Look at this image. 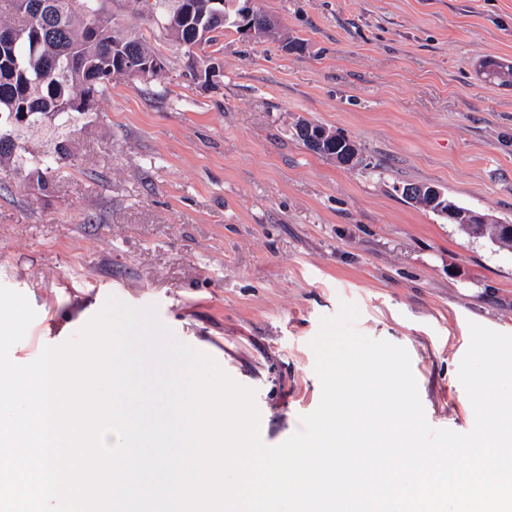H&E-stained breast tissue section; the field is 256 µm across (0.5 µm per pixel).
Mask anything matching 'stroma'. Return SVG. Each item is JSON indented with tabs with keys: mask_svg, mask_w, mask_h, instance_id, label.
<instances>
[{
	"mask_svg": "<svg viewBox=\"0 0 512 512\" xmlns=\"http://www.w3.org/2000/svg\"><path fill=\"white\" fill-rule=\"evenodd\" d=\"M301 50L229 29L223 74L197 84L187 52L137 0L123 26L165 67L114 78L66 137L46 188L0 186V285L36 312L10 356L72 338L107 297L155 307L184 343L256 392L276 446L321 399L310 346L341 302L356 329L404 347L430 426L474 411L458 379L470 323L512 334V251L407 203L406 183L512 223V0H255ZM308 121L360 147L345 167L295 135Z\"/></svg>",
	"mask_w": 512,
	"mask_h": 512,
	"instance_id": "1",
	"label": "stroma"
}]
</instances>
